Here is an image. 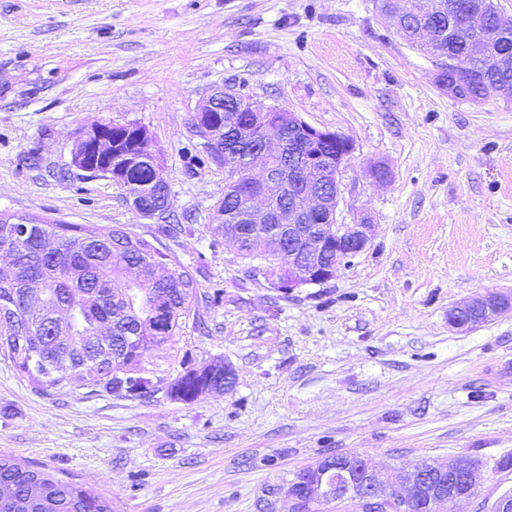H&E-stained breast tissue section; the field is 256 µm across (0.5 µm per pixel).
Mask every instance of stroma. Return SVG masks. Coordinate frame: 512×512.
Masks as SVG:
<instances>
[{
	"label": "stroma",
	"instance_id": "obj_1",
	"mask_svg": "<svg viewBox=\"0 0 512 512\" xmlns=\"http://www.w3.org/2000/svg\"><path fill=\"white\" fill-rule=\"evenodd\" d=\"M436 70L372 0H0V212L149 236L123 188L71 163L80 127L144 126L166 219L189 227L161 249L193 273L201 320L147 359L161 377L184 355L238 373L190 403L45 394L0 353V454L114 512H288L289 480L325 453L388 477L473 459L472 512L512 489V316L448 325L450 306L512 290V101L452 97ZM219 86L355 141L340 210L373 240L328 282L285 295L217 245L224 170L190 124ZM377 161L387 184L366 176Z\"/></svg>",
	"mask_w": 512,
	"mask_h": 512
}]
</instances>
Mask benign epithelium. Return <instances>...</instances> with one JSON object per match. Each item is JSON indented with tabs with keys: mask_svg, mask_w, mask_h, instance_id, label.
I'll return each instance as SVG.
<instances>
[{
	"mask_svg": "<svg viewBox=\"0 0 512 512\" xmlns=\"http://www.w3.org/2000/svg\"><path fill=\"white\" fill-rule=\"evenodd\" d=\"M232 98L262 119L261 147L242 166L224 167L227 185L247 180L260 189L240 199L238 220L254 226L249 253L262 254L265 241L261 228L271 224L280 201H292L288 212V291L323 284L340 266L350 264L372 243V224L363 214L351 223L338 220L342 198L341 172L356 150L352 138L317 128L296 113L278 105H267L235 89L218 88L195 113L203 145L221 151L219 135L201 125L206 112L224 111V99ZM95 122L79 129L71 151L72 164L91 177L113 178L114 165L124 156L115 150L109 126ZM321 142H336L342 152L331 159L316 150ZM130 204L146 218L153 210L143 199L139 185H123ZM512 315V293L496 290L448 309V326L459 332L473 331ZM480 479V468L470 458H459L446 467L418 461L399 471L395 481L385 480L364 456L344 453L324 456L288 482L284 496L288 512L322 510L332 503L345 512H466Z\"/></svg>",
	"mask_w": 512,
	"mask_h": 512,
	"instance_id": "obj_1",
	"label": "benign epithelium"
}]
</instances>
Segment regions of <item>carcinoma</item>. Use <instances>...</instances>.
I'll return each instance as SVG.
<instances>
[{
	"label": "carcinoma",
	"mask_w": 512,
	"mask_h": 512,
	"mask_svg": "<svg viewBox=\"0 0 512 512\" xmlns=\"http://www.w3.org/2000/svg\"><path fill=\"white\" fill-rule=\"evenodd\" d=\"M439 11L431 21L427 55L446 50L458 66L443 71L438 82L455 86V96L483 102L496 97L498 84H512V66L500 53L512 41V29L496 30L486 18L466 28H448L464 0H436ZM407 20L399 32L413 43L415 0H401ZM477 39L483 52L474 57L469 43ZM208 124L229 133L242 123L254 124L255 114L226 105L222 112L205 114ZM119 153L130 158L120 173L125 183L142 186L154 204L160 189L149 184V153L141 129L112 127ZM16 219H0V250L11 252L10 269L0 271V311L17 316L0 319V345L15 368L43 393L73 386L95 394L101 390L137 399L163 390L184 403L205 387L224 383L223 368L195 372L180 361L181 371L167 380L146 377L145 356L197 326V282L188 269L156 247L178 232L172 224H158L148 240L124 225L103 228L87 224H48L29 219L28 233L14 236ZM246 224H219L222 241L214 246L240 253L239 238ZM109 330L106 357L97 361V332ZM39 490L30 512H112V499L94 494L71 480L55 477L32 465L0 455V512H14L12 498Z\"/></svg>",
	"instance_id": "cac0c4a2"
}]
</instances>
